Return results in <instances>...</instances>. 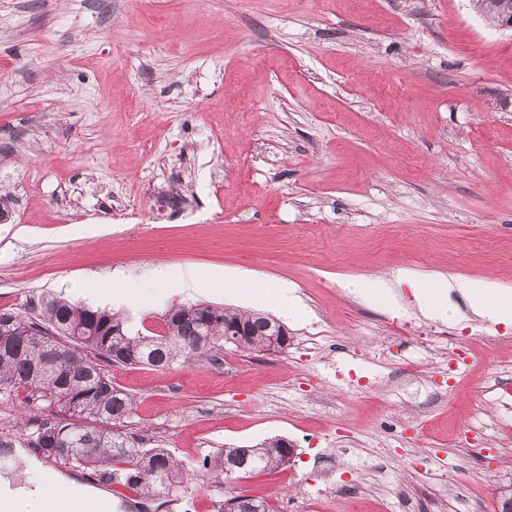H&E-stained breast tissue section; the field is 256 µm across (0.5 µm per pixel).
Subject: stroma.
Wrapping results in <instances>:
<instances>
[{
	"label": "stroma",
	"instance_id": "35a3bbf8",
	"mask_svg": "<svg viewBox=\"0 0 512 512\" xmlns=\"http://www.w3.org/2000/svg\"><path fill=\"white\" fill-rule=\"evenodd\" d=\"M512 32L470 0H0V309L171 266L291 283L279 353L108 367L129 426L188 466L158 512H499L512 484V325L459 292L423 311L412 269L512 293ZM387 281L392 305L348 290ZM238 307L202 281L123 312ZM475 345L450 373L436 362ZM34 428L0 401V455ZM289 465L227 481L222 449L275 438ZM461 463L447 476L442 459ZM241 493L242 492L237 493L229 498H226L224 500V503L228 499L233 500L234 502L233 503H225L221 508H224L226 511L224 509L223 510L221 509V511H224V512H273L272 506L264 498L253 496V499H255V500L249 501L248 499H246L244 497L245 494H241ZM235 500H237V501H235ZM240 501H247V502L238 503ZM231 504H236V505H233V507L230 508L229 511H227L229 508L228 506H230ZM250 509H260L261 511H249Z\"/></svg>",
	"mask_w": 512,
	"mask_h": 512
}]
</instances>
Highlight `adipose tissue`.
<instances>
[{"mask_svg":"<svg viewBox=\"0 0 512 512\" xmlns=\"http://www.w3.org/2000/svg\"><path fill=\"white\" fill-rule=\"evenodd\" d=\"M225 284L232 287L243 301L257 300L291 315L301 312L287 282L269 284L257 280L246 269L225 276ZM452 285L467 297L475 311L494 323L512 324V294L504 293L488 279H456ZM25 464V478L16 481L0 476V512H51L54 498L67 497L74 506L100 500L99 490L78 484L60 474H50L41 461L18 450Z\"/></svg>","mask_w":512,"mask_h":512,"instance_id":"1","label":"adipose tissue"}]
</instances>
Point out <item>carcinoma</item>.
<instances>
[{
  "mask_svg": "<svg viewBox=\"0 0 512 512\" xmlns=\"http://www.w3.org/2000/svg\"><path fill=\"white\" fill-rule=\"evenodd\" d=\"M474 9L490 21L502 0H473ZM244 326L238 348L263 352L270 346L262 314L199 303L188 305L163 321L161 332L151 336L132 333L128 321L107 309L93 308L44 296L30 317L0 310V396L23 397L28 408L47 412L64 422L60 428L69 448L61 456L43 447L47 430L38 424L32 447L48 460L70 468L92 471L101 483L116 485L143 500L165 493L179 495L184 465L167 449L140 431L126 428L134 412V399L112 383L101 367L153 366L164 368L180 357L191 358L219 350L227 331ZM210 338L199 349V338ZM50 343L74 346L66 366L56 376L37 370L45 364ZM224 454L244 456L242 470L224 473L242 479L255 472L275 470L288 463V449L274 439L257 448H226ZM273 512L262 497L238 503L229 512Z\"/></svg>",
  "mask_w": 512,
  "mask_h": 512,
  "instance_id": "obj_1",
  "label": "carcinoma"
}]
</instances>
